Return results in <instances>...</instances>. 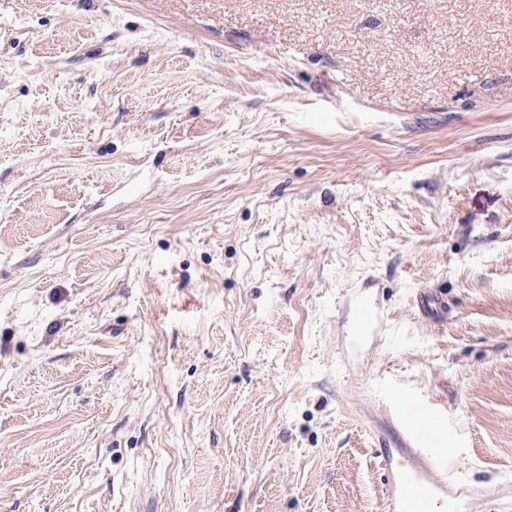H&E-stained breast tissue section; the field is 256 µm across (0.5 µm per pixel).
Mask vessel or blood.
<instances>
[{
  "label": "vessel or blood",
  "mask_w": 512,
  "mask_h": 512,
  "mask_svg": "<svg viewBox=\"0 0 512 512\" xmlns=\"http://www.w3.org/2000/svg\"><path fill=\"white\" fill-rule=\"evenodd\" d=\"M378 326L375 309L367 300H358L352 313V339L365 341L377 334ZM386 394L406 457L405 463L389 468L387 512H433L436 502L450 492L474 495V487H456L448 465L457 434L447 411L395 386Z\"/></svg>",
  "instance_id": "obj_1"
}]
</instances>
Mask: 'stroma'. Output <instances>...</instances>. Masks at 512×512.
<instances>
[{"mask_svg": "<svg viewBox=\"0 0 512 512\" xmlns=\"http://www.w3.org/2000/svg\"><path fill=\"white\" fill-rule=\"evenodd\" d=\"M391 383L512 494V0H0V512H386ZM379 326V315L371 304L360 299L356 302L352 313L351 337L357 342H363L371 336H376Z\"/></svg>", "mask_w": 512, "mask_h": 512, "instance_id": "obj_1", "label": "stroma"}]
</instances>
